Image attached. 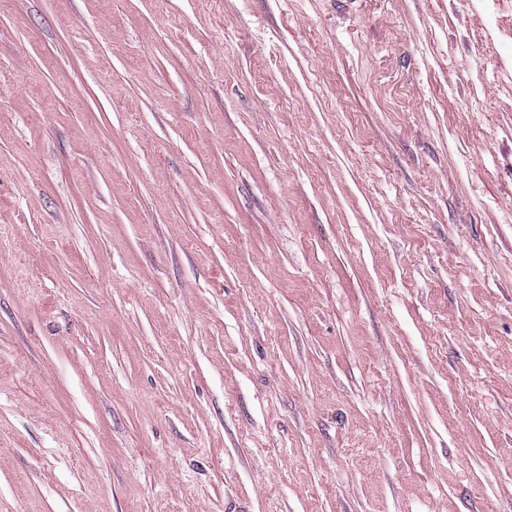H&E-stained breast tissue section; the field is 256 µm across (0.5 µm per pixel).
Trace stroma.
<instances>
[{
    "label": "stroma",
    "mask_w": 512,
    "mask_h": 512,
    "mask_svg": "<svg viewBox=\"0 0 512 512\" xmlns=\"http://www.w3.org/2000/svg\"><path fill=\"white\" fill-rule=\"evenodd\" d=\"M0 512H512V0H0Z\"/></svg>",
    "instance_id": "1"
}]
</instances>
